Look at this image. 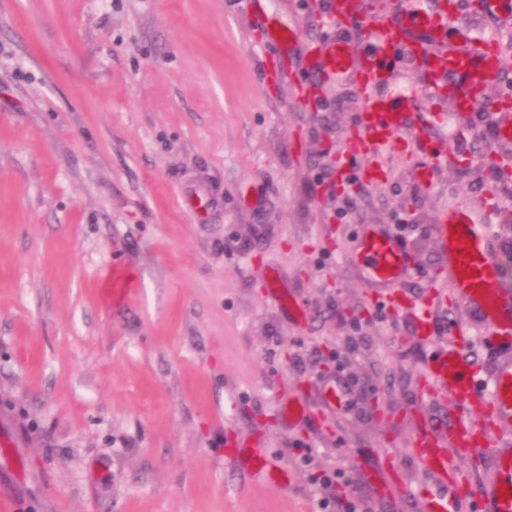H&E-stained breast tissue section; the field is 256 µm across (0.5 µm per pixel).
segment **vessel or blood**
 I'll use <instances>...</instances> for the list:
<instances>
[{"label":"vessel or blood","mask_w":512,"mask_h":512,"mask_svg":"<svg viewBox=\"0 0 512 512\" xmlns=\"http://www.w3.org/2000/svg\"><path fill=\"white\" fill-rule=\"evenodd\" d=\"M477 8L493 22L512 21V0H478ZM355 12V0H326L325 16L337 33L314 47L311 73L303 80L304 100L311 104L315 101L312 90L322 80L354 79L363 112L350 153L370 156L397 147L398 136L409 127L410 111L425 89L448 100L454 112L478 111L501 69L499 43L492 36H476L459 21L455 0H404L399 13L380 31L365 33L359 48L343 33ZM260 25L277 57L288 61L291 47L299 40L298 27L270 10L264 11ZM401 53L415 58L417 76L397 84L391 61ZM493 141L498 146L512 145L510 98L500 102ZM495 214L491 205L480 211L454 205L444 211L433 230L446 260L442 277L488 347L504 351L505 357L486 381L458 349L437 346L426 374L460 403L478 399L485 407L482 419L493 420L505 432L512 429V271L502 261L507 245L494 233ZM350 260L358 267L364 288L382 302L396 298L397 288L416 272L408 247L382 226L363 232ZM480 421L462 415L457 422L416 435V457L438 478V492L425 495L428 512H455L457 497L444 494L451 486L448 460L455 450L477 449L487 441ZM486 463L493 477L481 492V512H512V446L495 445Z\"/></svg>","instance_id":"1"}]
</instances>
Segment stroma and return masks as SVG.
Returning <instances> with one entry per match:
<instances>
[{
  "label": "stroma",
  "instance_id": "1",
  "mask_svg": "<svg viewBox=\"0 0 512 512\" xmlns=\"http://www.w3.org/2000/svg\"><path fill=\"white\" fill-rule=\"evenodd\" d=\"M361 44L403 0H360ZM324 0H267L299 49L332 35ZM251 0H0V496L16 512H427L433 477L411 441L459 411L430 388L432 345L467 314L433 307V343L370 299L349 262L361 226L414 254L422 304L444 260L432 235L455 204L502 211L495 116L450 117L464 162L406 143L378 179L339 183L370 158L347 143L363 110L352 81L313 106L270 63ZM434 168L421 186L417 168ZM214 199L198 220L183 198ZM277 270L302 309L267 288ZM345 405L326 410L322 387ZM287 487L251 476L254 451Z\"/></svg>",
  "mask_w": 512,
  "mask_h": 512
}]
</instances>
